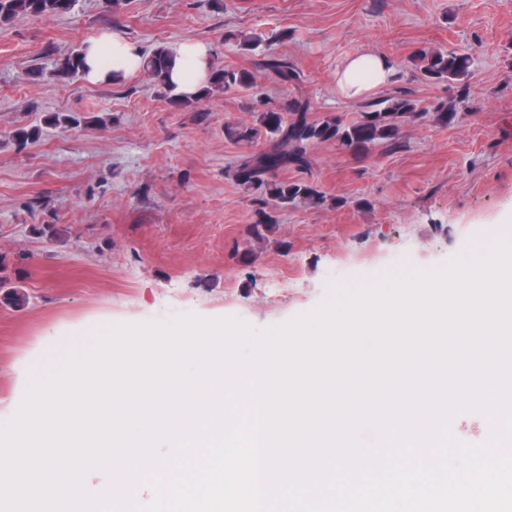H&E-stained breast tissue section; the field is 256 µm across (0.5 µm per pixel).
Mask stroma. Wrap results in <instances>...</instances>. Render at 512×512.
I'll use <instances>...</instances> for the list:
<instances>
[{
  "label": "stroma",
  "instance_id": "obj_1",
  "mask_svg": "<svg viewBox=\"0 0 512 512\" xmlns=\"http://www.w3.org/2000/svg\"><path fill=\"white\" fill-rule=\"evenodd\" d=\"M117 32L143 54L206 44L215 62L254 73L247 90H216L188 108L144 71L121 83L62 79L61 55ZM263 38L254 51L238 34ZM469 54V83L435 84L421 48ZM370 50L395 76L365 99L336 88V69ZM288 60L298 85L262 69ZM412 99L398 144L353 156L311 147L306 172L324 192L249 236L259 205L233 171L268 149L227 139L228 125L309 100L310 116L357 120L366 102ZM456 101L436 124L434 108ZM74 114L80 125L47 124ZM36 142L13 141L18 126ZM512 239V0H77L71 14L0 24V254L24 307L0 304V425L18 412L33 371L115 324L168 325L184 315L234 318L254 331L316 309L338 286L435 270L490 236Z\"/></svg>",
  "mask_w": 512,
  "mask_h": 512
}]
</instances>
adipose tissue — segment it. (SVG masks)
<instances>
[{
    "mask_svg": "<svg viewBox=\"0 0 512 512\" xmlns=\"http://www.w3.org/2000/svg\"><path fill=\"white\" fill-rule=\"evenodd\" d=\"M87 77L92 81L107 80L110 72L123 75L141 67L142 55L133 42L119 34L88 42L85 50ZM212 55L202 43L186 42L175 50V66L171 77L180 92L196 93L208 80ZM394 67L384 56L363 51L345 59L336 72V87L349 99L364 97L372 90L390 83Z\"/></svg>",
    "mask_w": 512,
    "mask_h": 512,
    "instance_id": "obj_1",
    "label": "adipose tissue"
}]
</instances>
